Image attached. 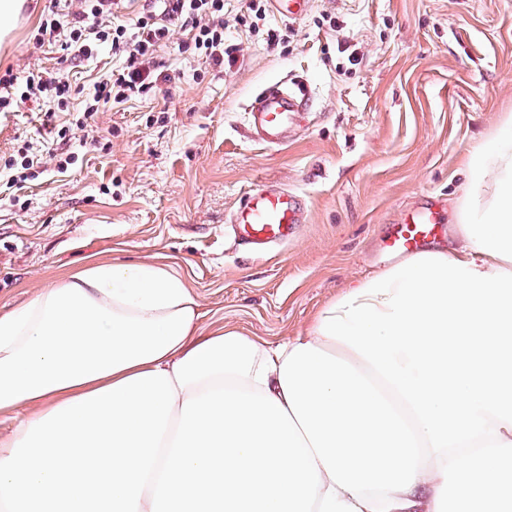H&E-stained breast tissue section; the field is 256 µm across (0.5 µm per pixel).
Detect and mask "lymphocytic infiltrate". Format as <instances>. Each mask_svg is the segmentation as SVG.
<instances>
[{"mask_svg": "<svg viewBox=\"0 0 512 512\" xmlns=\"http://www.w3.org/2000/svg\"><path fill=\"white\" fill-rule=\"evenodd\" d=\"M158 10L129 18L130 0H51L42 13L34 35L37 45H54L62 61L91 58L100 45H109L122 62L118 70L101 76L94 85L92 99L75 127L61 126L60 139L73 130H87L90 120L107 104H120L148 93L158 81V52L171 39L172 23H180L187 33L183 50L205 58L213 66H223L234 50L224 44V0H157ZM23 98H54L66 105L72 86L63 70H37L0 74V112L9 110L13 90Z\"/></svg>", "mask_w": 512, "mask_h": 512, "instance_id": "obj_1", "label": "lymphocytic infiltrate"}]
</instances>
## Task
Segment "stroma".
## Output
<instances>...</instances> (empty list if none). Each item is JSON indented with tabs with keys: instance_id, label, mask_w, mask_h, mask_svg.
Wrapping results in <instances>:
<instances>
[{
	"instance_id": "obj_1",
	"label": "stroma",
	"mask_w": 512,
	"mask_h": 512,
	"mask_svg": "<svg viewBox=\"0 0 512 512\" xmlns=\"http://www.w3.org/2000/svg\"><path fill=\"white\" fill-rule=\"evenodd\" d=\"M49 0H27L28 24L0 69L52 68L33 42ZM247 0H224L217 68L179 49L173 26L160 58L172 81L101 109L97 144L54 139L118 59L100 49L69 64L83 87L68 111L56 100L0 112V313L96 262L170 266L193 287L205 330L221 326L276 344L305 333L315 313L373 270L394 264L389 225L437 202L448 248L475 149L512 113V0H312L283 21L241 23ZM283 42H266L267 30ZM287 82L310 93L285 142L265 145L245 107ZM42 158L19 191L8 159ZM265 184L296 191L307 213L287 243L238 245L229 219Z\"/></svg>"
}]
</instances>
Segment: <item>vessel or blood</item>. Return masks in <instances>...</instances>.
Instances as JSON below:
<instances>
[{"instance_id":"obj_1","label":"vessel or blood","mask_w":512,"mask_h":512,"mask_svg":"<svg viewBox=\"0 0 512 512\" xmlns=\"http://www.w3.org/2000/svg\"><path fill=\"white\" fill-rule=\"evenodd\" d=\"M311 0H271L274 14L294 19L307 11ZM305 104V94L280 84L258 95L248 106V123L266 144H282L289 124ZM303 210L293 194L262 188L252 189L234 211L232 231L242 244L261 249L287 242L304 223ZM441 229L437 214L425 209L392 225L387 247L395 254H409L422 249Z\"/></svg>"}]
</instances>
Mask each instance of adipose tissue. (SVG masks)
<instances>
[{
    "label": "adipose tissue",
    "mask_w": 512,
    "mask_h": 512,
    "mask_svg": "<svg viewBox=\"0 0 512 512\" xmlns=\"http://www.w3.org/2000/svg\"><path fill=\"white\" fill-rule=\"evenodd\" d=\"M466 196L275 345L154 264L0 314V512H512V115Z\"/></svg>",
    "instance_id": "adipose-tissue-1"
}]
</instances>
